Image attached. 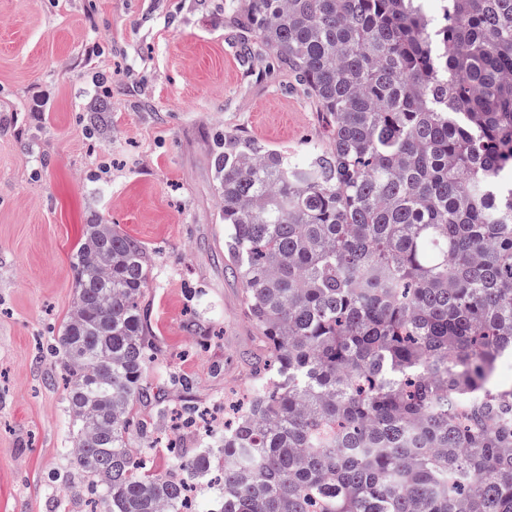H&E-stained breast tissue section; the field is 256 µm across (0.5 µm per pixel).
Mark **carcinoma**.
I'll return each mask as SVG.
<instances>
[{
	"mask_svg": "<svg viewBox=\"0 0 512 512\" xmlns=\"http://www.w3.org/2000/svg\"><path fill=\"white\" fill-rule=\"evenodd\" d=\"M436 2L237 0L328 137L214 136L268 358L208 447L146 470L152 256L85 225L54 338L81 512H512V0Z\"/></svg>",
	"mask_w": 512,
	"mask_h": 512,
	"instance_id": "obj_1",
	"label": "carcinoma"
}]
</instances>
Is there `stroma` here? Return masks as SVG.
<instances>
[{"label": "stroma", "mask_w": 512, "mask_h": 512, "mask_svg": "<svg viewBox=\"0 0 512 512\" xmlns=\"http://www.w3.org/2000/svg\"><path fill=\"white\" fill-rule=\"evenodd\" d=\"M240 36L225 0H0V512L69 502L77 467L51 347L73 299L72 252L95 219L153 256L148 380L191 381L165 384L138 420L155 432L168 410L250 389L266 346L225 266L213 135L299 154L326 130L287 68L258 48L243 56ZM101 94L105 137L87 112Z\"/></svg>", "instance_id": "stroma-1"}]
</instances>
